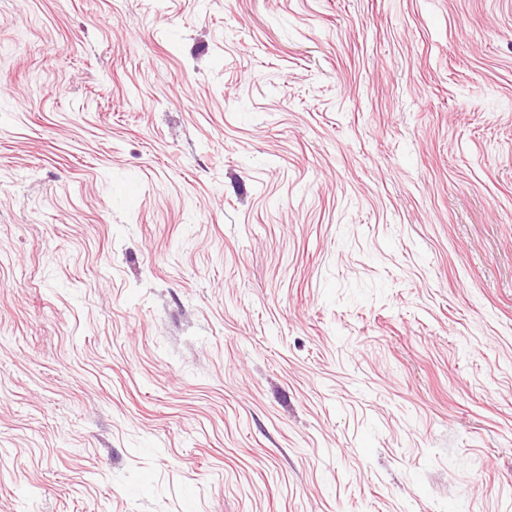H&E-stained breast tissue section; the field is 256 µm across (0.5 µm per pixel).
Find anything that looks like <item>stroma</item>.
Wrapping results in <instances>:
<instances>
[{
    "label": "stroma",
    "instance_id": "35a3bbf8",
    "mask_svg": "<svg viewBox=\"0 0 512 512\" xmlns=\"http://www.w3.org/2000/svg\"><path fill=\"white\" fill-rule=\"evenodd\" d=\"M0 512H512V0H0Z\"/></svg>",
    "mask_w": 512,
    "mask_h": 512
}]
</instances>
